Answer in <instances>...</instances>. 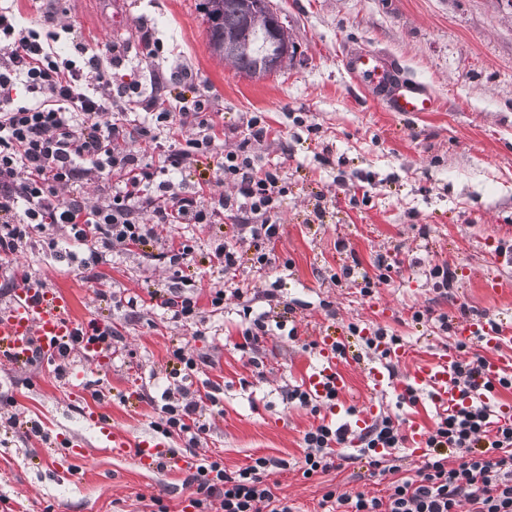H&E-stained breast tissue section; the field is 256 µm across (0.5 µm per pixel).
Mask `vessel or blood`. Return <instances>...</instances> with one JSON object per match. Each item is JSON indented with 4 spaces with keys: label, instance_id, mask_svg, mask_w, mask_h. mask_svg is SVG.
I'll return each mask as SVG.
<instances>
[{
    "label": "vessel or blood",
    "instance_id": "1",
    "mask_svg": "<svg viewBox=\"0 0 512 512\" xmlns=\"http://www.w3.org/2000/svg\"><path fill=\"white\" fill-rule=\"evenodd\" d=\"M349 69L363 82L382 93L389 111L404 114L434 112L439 107V98L425 83L416 80H396L393 70L386 66L377 55L363 52L354 55ZM71 303L68 295L49 290L34 291L31 288L17 290L10 309L0 313V354L20 362L26 359L33 346H40L47 354L56 353L59 345L75 335L76 325L70 317ZM512 340V326H489L483 319L467 318L454 330V342L468 345L479 342L487 351L486 375L490 379L512 376V356L502 354V346ZM338 339L324 336L320 342V365L306 380V388L314 394H324L326 384H333L337 390H344L346 381L340 371L341 356ZM456 352L440 354L410 374L409 387L428 392L436 404L443 408L459 406L461 397L452 379L451 366L456 361ZM92 423L103 439L120 452L128 445L126 435L99 416H92ZM139 464L148 470L166 464L173 470L190 467L185 457L170 455L162 444L142 441L137 456Z\"/></svg>",
    "mask_w": 512,
    "mask_h": 512
}]
</instances>
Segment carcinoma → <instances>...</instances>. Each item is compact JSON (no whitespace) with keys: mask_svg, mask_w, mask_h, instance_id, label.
<instances>
[{"mask_svg":"<svg viewBox=\"0 0 512 512\" xmlns=\"http://www.w3.org/2000/svg\"><path fill=\"white\" fill-rule=\"evenodd\" d=\"M208 45L213 55L229 57L240 73L249 75L263 69V56L256 42L268 29L254 27L244 17L242 0H203Z\"/></svg>","mask_w":512,"mask_h":512,"instance_id":"carcinoma-1","label":"carcinoma"}]
</instances>
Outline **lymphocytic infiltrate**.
I'll return each mask as SVG.
<instances>
[{"label": "lymphocytic infiltrate", "mask_w": 512, "mask_h": 512, "mask_svg": "<svg viewBox=\"0 0 512 512\" xmlns=\"http://www.w3.org/2000/svg\"><path fill=\"white\" fill-rule=\"evenodd\" d=\"M54 22L50 16L44 29L27 27L0 7V255L17 254L47 225L63 224L73 247L70 260L79 273L90 274L113 251L157 242L156 225L212 224L227 214L237 220L236 240L214 250L225 274H236L244 244L259 268L274 267L275 211L287 181L280 170L259 166L250 150L269 135L264 118L250 117L247 138L218 156L216 171L234 186L233 194L183 191L179 176L200 158L216 156L214 114L192 72L178 69L155 79L156 91L167 82L180 88L173 104L161 106L156 91L142 95L137 76L115 80L113 70L123 63L120 45L92 53L79 42L73 55H64ZM134 97L139 111L122 110L121 102ZM177 125L189 128L190 137L168 146L158 161L132 150L138 140L161 142ZM92 179L103 198L91 205L83 188ZM486 368L481 353L454 362V382L468 403L437 412L423 461L403 454L407 436L397 414L357 433L332 422L307 431L304 477L364 460L371 477L390 478L381 496L327 491L321 512H512V422L493 416L495 391H512V377L491 380ZM162 399L168 428L190 433L188 420L198 404L187 386L165 390ZM451 448L458 453L453 461ZM274 465L259 457L230 473L219 461H204L191 477L193 507L203 512L216 500L222 512H295L264 478Z\"/></svg>", "instance_id": "f902f5d3"}]
</instances>
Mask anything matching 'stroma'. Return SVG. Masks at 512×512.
I'll return each mask as SVG.
<instances>
[{
	"label": "stroma",
	"mask_w": 512,
	"mask_h": 512,
	"mask_svg": "<svg viewBox=\"0 0 512 512\" xmlns=\"http://www.w3.org/2000/svg\"><path fill=\"white\" fill-rule=\"evenodd\" d=\"M295 43L290 64L261 80L237 74L209 47L201 0H13L25 25L47 15L63 26L58 47L114 42L126 51L144 89L157 71L191 69L208 90L215 112L218 151L235 149L249 116L263 114L271 136L254 145L262 163L288 174V195L277 221L275 269L257 272L243 258L235 281L249 287L253 315H266L271 331L249 350L240 307L210 296L230 286L214 265L215 247L235 233L220 224H162L163 242L189 241L190 273L199 286L198 317L174 321L146 302L148 289L178 280L164 262L139 250L113 253L89 280L51 255L48 239L64 240L57 224L25 251L0 260L8 279L33 273L43 288L66 292L71 316L112 328L110 359L76 358L82 386L56 379L45 360L0 358V512H198L184 471L143 470L139 441L157 440L177 454L195 455L235 471L258 457L284 460L266 480L277 496L316 512L335 489L383 494L366 463L303 477L294 462L306 431L321 419L354 423L355 410L375 403L395 411L409 373L453 347L439 316L463 313L512 322V0H272ZM153 30L169 48L165 61L141 49ZM361 49L386 55L405 77L437 93L435 112L386 111L377 96L350 77L346 58ZM428 236H421V227ZM400 263L389 285L361 294L340 275H377V256ZM449 262L457 281L440 292L428 271ZM142 298L129 314V298ZM384 327L408 351L382 384L366 374L378 354L352 334L351 325ZM298 330L288 338L287 328ZM348 344L340 370L347 380L334 404L318 413L289 404V388L319 365L323 332ZM197 362L187 378L171 372L175 349ZM185 383L200 407L204 431L195 447L166 433L150 400L171 384ZM107 416L130 445L122 453L101 444L89 414ZM18 425H11V418ZM81 444L75 459L64 440Z\"/></svg>",
	"instance_id": "stroma-1"
}]
</instances>
